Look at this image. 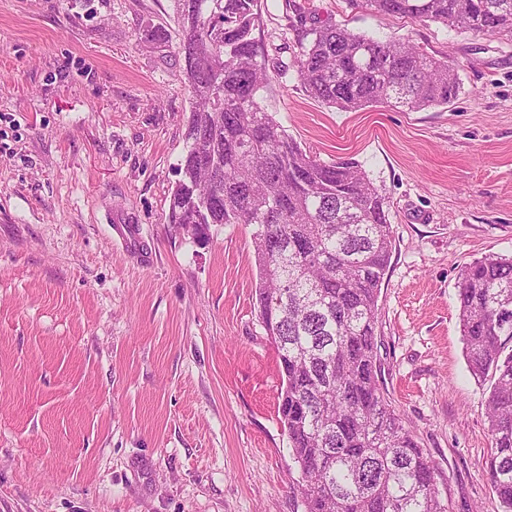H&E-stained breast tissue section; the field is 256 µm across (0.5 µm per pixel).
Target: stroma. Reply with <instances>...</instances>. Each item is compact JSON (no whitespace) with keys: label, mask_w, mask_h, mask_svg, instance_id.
<instances>
[{"label":"stroma","mask_w":512,"mask_h":512,"mask_svg":"<svg viewBox=\"0 0 512 512\" xmlns=\"http://www.w3.org/2000/svg\"><path fill=\"white\" fill-rule=\"evenodd\" d=\"M297 0H261L264 109L387 197L380 384L449 512H505L483 470L462 266L512 256V43L310 0L311 23L450 57L444 106L342 112L293 66ZM175 0H0V512H305L255 308L252 229L169 223L192 97ZM139 224L149 261L112 237Z\"/></svg>","instance_id":"obj_1"}]
</instances>
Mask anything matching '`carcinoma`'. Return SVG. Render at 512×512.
<instances>
[{
	"instance_id": "obj_1",
	"label": "carcinoma",
	"mask_w": 512,
	"mask_h": 512,
	"mask_svg": "<svg viewBox=\"0 0 512 512\" xmlns=\"http://www.w3.org/2000/svg\"><path fill=\"white\" fill-rule=\"evenodd\" d=\"M193 97L169 223L254 227L255 299L285 385L278 413L305 512H447L436 474L379 384L375 337L393 231L389 203L352 160L313 159L260 105L259 0H177ZM376 14L512 42V0H348ZM297 74L340 111L446 105L459 79L411 41L336 24L296 29ZM458 311L467 368L486 397L484 470L512 512V258L464 266Z\"/></svg>"
}]
</instances>
